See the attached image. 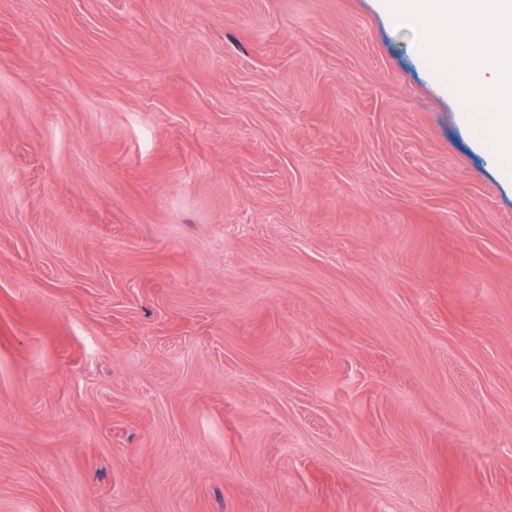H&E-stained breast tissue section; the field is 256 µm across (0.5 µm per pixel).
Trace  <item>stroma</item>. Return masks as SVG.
<instances>
[{"label":"stroma","mask_w":512,"mask_h":512,"mask_svg":"<svg viewBox=\"0 0 512 512\" xmlns=\"http://www.w3.org/2000/svg\"><path fill=\"white\" fill-rule=\"evenodd\" d=\"M376 0H0V512H512V181Z\"/></svg>","instance_id":"stroma-1"}]
</instances>
